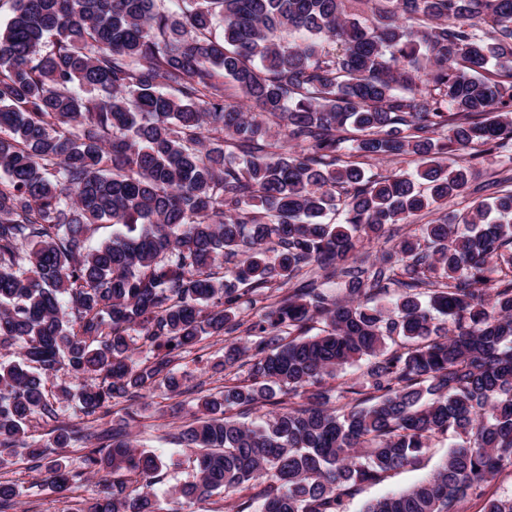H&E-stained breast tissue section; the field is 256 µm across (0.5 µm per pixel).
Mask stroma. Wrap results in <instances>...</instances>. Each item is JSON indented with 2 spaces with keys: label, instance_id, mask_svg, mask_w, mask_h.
<instances>
[{
  "label": "stroma",
  "instance_id": "35a3bbf8",
  "mask_svg": "<svg viewBox=\"0 0 512 512\" xmlns=\"http://www.w3.org/2000/svg\"><path fill=\"white\" fill-rule=\"evenodd\" d=\"M244 336V330L240 329L220 336L203 337L191 352L176 360L174 368L183 379L182 394L170 393L165 386L158 385L134 400L113 402L107 412L95 417L83 416L73 401L60 399V388L77 385L68 370H60L49 383L50 399L55 403L58 421L100 432L110 429L113 422L125 417L127 412H135L136 419L130 425V432L136 447L157 452L164 461L160 480L155 486L156 492L161 494L191 481L195 471L190 452L172 444L170 437L199 415L202 396L222 389L224 384L233 381L247 383L248 367L226 369L222 366L225 345L239 341ZM448 446V440H437L419 464L389 472L379 482L363 486L345 496L344 512H362L367 502L404 491L429 477L445 457ZM87 452L88 447L84 444H75L63 451L74 485L71 498L64 500L47 483V462L32 461L26 457L24 449H17L12 465L4 472L5 478L15 482L22 491L12 512H73L88 487L83 464Z\"/></svg>",
  "mask_w": 512,
  "mask_h": 512
}]
</instances>
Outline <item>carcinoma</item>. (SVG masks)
<instances>
[{
    "instance_id": "1",
    "label": "carcinoma",
    "mask_w": 512,
    "mask_h": 512,
    "mask_svg": "<svg viewBox=\"0 0 512 512\" xmlns=\"http://www.w3.org/2000/svg\"><path fill=\"white\" fill-rule=\"evenodd\" d=\"M0 27V469L33 459L32 416L58 417L47 383L97 382L85 416L156 381L204 335L245 328L224 386L177 443L195 479L159 497L163 462L128 421L58 427L53 447L96 440L77 512H341L343 496L455 443L436 472L363 512H464L512 467V166L470 185L467 159L512 163V0H8ZM494 63L499 73L486 76ZM229 79L256 108L226 103ZM413 154L412 176L344 161ZM469 211L379 238L450 197ZM112 237L91 244L98 225ZM242 256L219 273L221 261ZM294 283L271 306L249 294ZM254 312L246 323L242 314ZM322 328L309 334V323ZM154 352L138 362L133 345ZM368 361L330 406L323 378ZM286 390L258 424L226 414ZM65 495L67 465L48 479ZM20 492L0 481V512ZM483 512H512V495ZM471 197L472 196L464 195L458 196L453 199H448V202L442 205L439 209L434 210L431 213L423 212V215L418 219L414 220L413 223L396 224L394 228H397V233L389 241H387L385 237H382L378 241L375 240L370 243L365 241L364 248L362 250L370 252L371 254H373V256L381 253L382 251L390 250L395 245H397L402 239L417 233V229L419 228L420 224H426L427 222L434 220L449 212L463 211L469 205Z\"/></svg>"
}]
</instances>
